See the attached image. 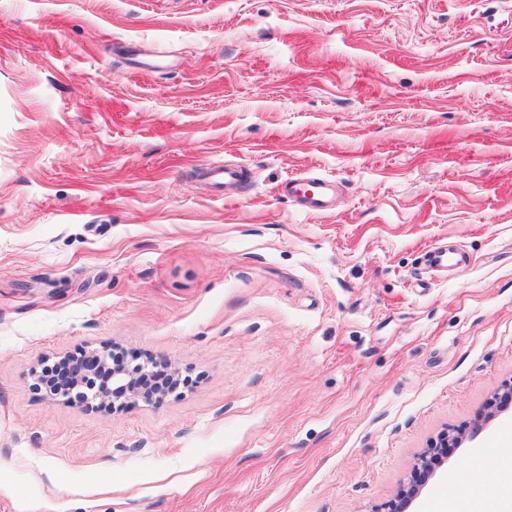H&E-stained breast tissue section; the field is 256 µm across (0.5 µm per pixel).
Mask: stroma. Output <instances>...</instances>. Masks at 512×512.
<instances>
[{"label":"stroma","mask_w":512,"mask_h":512,"mask_svg":"<svg viewBox=\"0 0 512 512\" xmlns=\"http://www.w3.org/2000/svg\"><path fill=\"white\" fill-rule=\"evenodd\" d=\"M105 345L193 383L35 389ZM507 380L512 0H0V512H377L459 429L435 512Z\"/></svg>","instance_id":"35a3bbf8"}]
</instances>
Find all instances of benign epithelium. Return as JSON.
Returning a JSON list of instances; mask_svg holds the SVG:
<instances>
[{
    "label": "benign epithelium",
    "instance_id": "1",
    "mask_svg": "<svg viewBox=\"0 0 512 512\" xmlns=\"http://www.w3.org/2000/svg\"><path fill=\"white\" fill-rule=\"evenodd\" d=\"M115 352L112 347L104 346L86 352L84 357H76L56 379L60 388L70 391L71 401L79 404L96 402L102 407H108L115 400L123 397L134 400L141 399L151 402L162 397V393L150 389L143 384L148 379L158 363L148 360L144 363H112ZM109 370L107 379L101 378L102 370ZM512 407V381L504 383L489 399L483 412L474 421V429H480L492 420L498 413ZM464 433H443L436 442L420 452L410 471L408 482L401 485L392 500L385 503L386 512H407L414 498L428 479L434 474L435 468L448 457L449 445H460Z\"/></svg>",
    "mask_w": 512,
    "mask_h": 512
}]
</instances>
